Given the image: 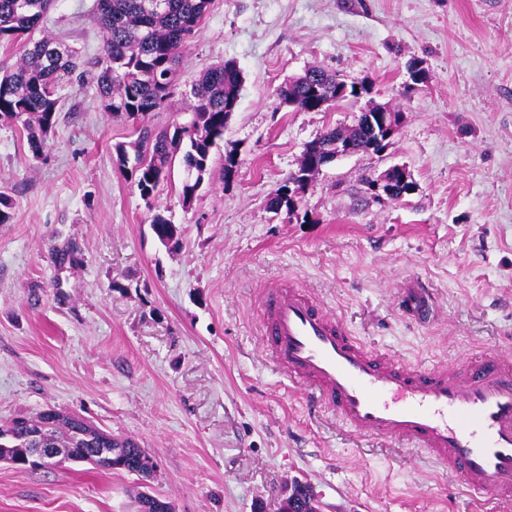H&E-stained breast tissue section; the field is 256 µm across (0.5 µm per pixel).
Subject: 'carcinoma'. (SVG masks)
Here are the masks:
<instances>
[{"label":"carcinoma","mask_w":512,"mask_h":512,"mask_svg":"<svg viewBox=\"0 0 512 512\" xmlns=\"http://www.w3.org/2000/svg\"><path fill=\"white\" fill-rule=\"evenodd\" d=\"M151 0H95L94 15L101 46L97 55L84 58L77 51L43 33L53 0H0V44L18 45L21 54L10 68H0V121L20 122L27 132L32 155L39 156L48 134L57 124L58 89L72 80L90 82L104 111L132 122L136 139L131 148L115 146L116 158L130 168V178L148 208L168 182L176 157L186 173L180 187L182 201L191 205L208 174L212 148L224 139V128L238 104L242 77L233 61L210 67L192 85L190 112L185 124L158 130L150 125L151 114L168 103L176 85L181 49L196 34L211 0H164L154 10ZM339 78L320 68H310L286 82L278 92L280 103L307 109L308 100L318 97L336 101ZM371 129L357 121L346 128H328L321 142L338 138L367 150ZM307 183L294 174L269 196L268 208L275 214L291 213L292 198L278 193L303 190ZM171 221L153 215L151 229L160 242H173L178 232H169ZM0 433L8 435L0 445V456L22 458L29 449L60 448L64 459L85 462L105 469L141 476L152 457L133 438H115L89 420L46 408L33 416L0 420ZM94 448H114L112 463L93 458ZM308 485L296 482L292 494L299 496L303 512L316 505L307 496Z\"/></svg>","instance_id":"obj_1"}]
</instances>
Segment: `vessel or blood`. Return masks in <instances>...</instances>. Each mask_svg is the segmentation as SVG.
Wrapping results in <instances>:
<instances>
[{
  "instance_id": "b4317fda",
  "label": "vessel or blood",
  "mask_w": 512,
  "mask_h": 512,
  "mask_svg": "<svg viewBox=\"0 0 512 512\" xmlns=\"http://www.w3.org/2000/svg\"><path fill=\"white\" fill-rule=\"evenodd\" d=\"M256 303L276 371L308 389L359 438L402 443L477 496L512 502V354L488 350L448 365H410L352 336L298 288H267ZM403 314L429 321V289L407 288Z\"/></svg>"
}]
</instances>
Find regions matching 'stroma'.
Here are the masks:
<instances>
[{
    "label": "stroma",
    "instance_id": "35a3bbf8",
    "mask_svg": "<svg viewBox=\"0 0 512 512\" xmlns=\"http://www.w3.org/2000/svg\"><path fill=\"white\" fill-rule=\"evenodd\" d=\"M93 2L56 0L45 23L87 57L101 45ZM414 59L429 80L412 87ZM227 60L242 72L238 106L189 206L177 165L146 207L115 154L132 125L102 112L92 85L61 88L40 156L0 121L13 202L0 223V419L50 406L136 439L157 463L146 490L174 512H279L296 481L320 512H512L415 450L309 412L273 370L254 302L295 282L412 363L512 345V0H212L154 127L187 121L191 85ZM310 67L371 94L326 112L280 105L279 87ZM372 102L402 114L385 150L332 162L294 212H270L305 145ZM393 165L412 193L376 198L370 176ZM157 212L178 244L154 236ZM416 280L434 297L425 324L398 305ZM141 490L122 471L0 463V512H137Z\"/></svg>",
    "mask_w": 512,
    "mask_h": 512
}]
</instances>
